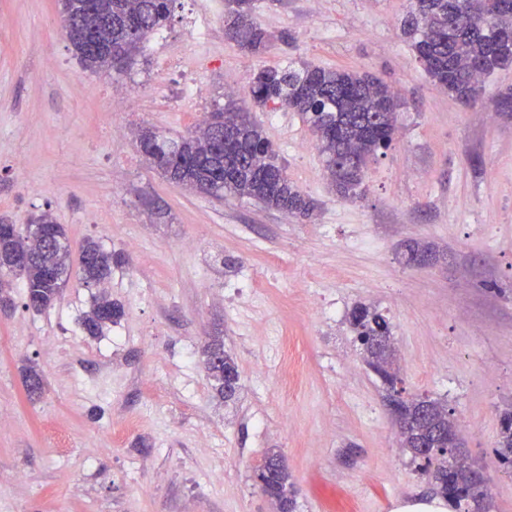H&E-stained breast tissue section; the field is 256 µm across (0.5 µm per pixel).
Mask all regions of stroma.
Listing matches in <instances>:
<instances>
[{
	"label": "stroma",
	"instance_id": "obj_1",
	"mask_svg": "<svg viewBox=\"0 0 512 512\" xmlns=\"http://www.w3.org/2000/svg\"><path fill=\"white\" fill-rule=\"evenodd\" d=\"M410 6L258 0L270 43L247 53L224 36L225 0H179L116 79L81 66L58 0H0V218L21 227L48 210L72 246L112 249L108 291L123 308L91 338L78 275L43 313L15 282L0 310V512H276L256 482L271 448L297 512L430 501L354 340L357 304L388 320L407 395L447 405L490 474V512H512V472L494 451L512 406V68L486 78L476 104L448 96L400 33ZM202 25L210 41L192 48ZM290 62L366 72L400 96L394 145L369 163L361 198L336 194L307 123L287 110L250 108L313 200L305 218L197 193L139 152L145 131L186 133L226 93L248 100L260 67ZM191 81L205 95L188 94ZM117 120L129 135L113 134ZM412 247L425 264L407 263ZM215 338L240 373L229 402L205 370ZM31 365L47 382L36 401ZM122 418L135 426L114 436Z\"/></svg>",
	"mask_w": 512,
	"mask_h": 512
}]
</instances>
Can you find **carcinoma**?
<instances>
[{"instance_id": "cac0c4a2", "label": "carcinoma", "mask_w": 512, "mask_h": 512, "mask_svg": "<svg viewBox=\"0 0 512 512\" xmlns=\"http://www.w3.org/2000/svg\"><path fill=\"white\" fill-rule=\"evenodd\" d=\"M59 2L67 38L82 66L120 74L124 69L114 68L111 59L122 56L128 61L139 52L148 37L170 21L177 0H96L97 12L106 19L101 25L83 22L87 0ZM255 2L250 0L243 8L238 0H226L224 19L229 42L250 53L268 42L254 18ZM505 30H512V13L499 12L496 0H413L401 20V31L431 82L467 105L479 101L485 78L512 67V41L503 39ZM250 96L272 111L290 108L301 115L316 137L328 179L343 198L363 193L368 164L386 154L394 141L398 96L388 83L367 73L309 63L263 67L251 82ZM218 112L224 114L223 147H215L210 134L200 129L175 139L151 133L140 141L141 152L172 182L216 198L231 194L269 209L309 216L313 201L288 180L263 128L231 102ZM37 224L53 225L50 238L37 240ZM20 254L28 255V262L18 266L15 259ZM70 258L66 230L49 211L25 229L1 235L0 302L12 304V280L20 279L24 293L38 302L35 312L51 308L68 285ZM112 261V251L97 240L87 239L80 246L81 282L99 287L81 322L90 337L100 335L122 315L121 306L106 291ZM350 325L367 365L386 386L389 405L398 411L402 444L418 471L457 512H490L489 491L474 488L461 463L431 451L451 423L447 406L425 397H404L402 379L384 370L393 355L384 316L360 304L350 313ZM206 371L218 398L235 395L239 371L224 351V342L208 345ZM25 383L30 397L42 395L44 382L36 367L25 369ZM496 455L501 465L512 468L511 408L499 416ZM257 481L279 512H296L297 490L279 453H267Z\"/></svg>"}]
</instances>
